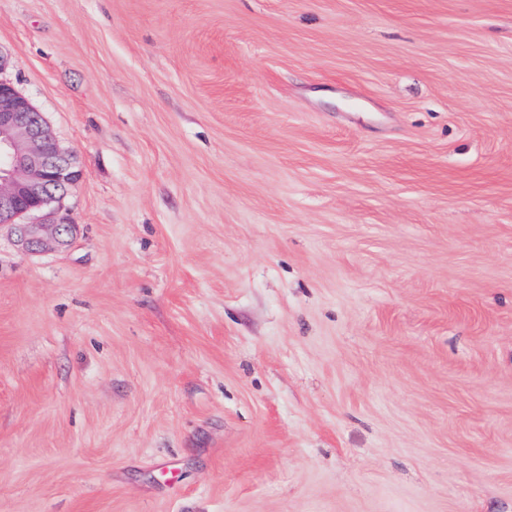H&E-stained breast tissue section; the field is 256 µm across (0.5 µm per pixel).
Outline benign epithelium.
<instances>
[{
	"mask_svg": "<svg viewBox=\"0 0 512 512\" xmlns=\"http://www.w3.org/2000/svg\"><path fill=\"white\" fill-rule=\"evenodd\" d=\"M80 171L42 114L14 86L0 80V227L7 225L25 254L61 251L77 225L62 200Z\"/></svg>",
	"mask_w": 512,
	"mask_h": 512,
	"instance_id": "1",
	"label": "benign epithelium"
}]
</instances>
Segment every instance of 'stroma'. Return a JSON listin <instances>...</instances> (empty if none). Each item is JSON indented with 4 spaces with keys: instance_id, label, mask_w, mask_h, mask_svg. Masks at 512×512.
<instances>
[{
    "instance_id": "obj_1",
    "label": "stroma",
    "mask_w": 512,
    "mask_h": 512,
    "mask_svg": "<svg viewBox=\"0 0 512 512\" xmlns=\"http://www.w3.org/2000/svg\"><path fill=\"white\" fill-rule=\"evenodd\" d=\"M82 176L0 229V512H512V0H0Z\"/></svg>"
}]
</instances>
